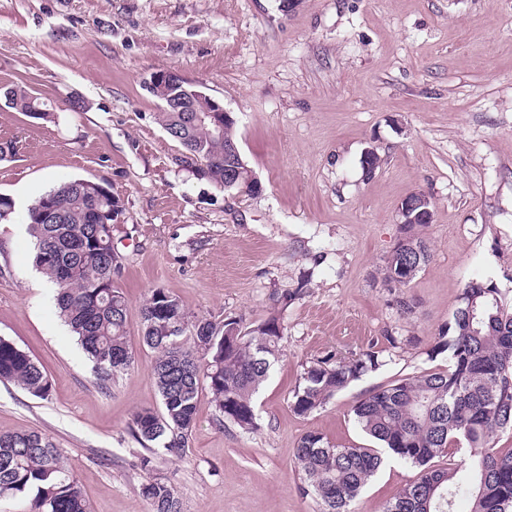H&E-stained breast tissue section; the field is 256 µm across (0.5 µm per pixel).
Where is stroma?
I'll return each instance as SVG.
<instances>
[{
    "label": "stroma",
    "mask_w": 512,
    "mask_h": 512,
    "mask_svg": "<svg viewBox=\"0 0 512 512\" xmlns=\"http://www.w3.org/2000/svg\"><path fill=\"white\" fill-rule=\"evenodd\" d=\"M161 70L232 112L260 192L224 191L183 164L150 91ZM1 85L25 87L48 115L0 100V142L14 146L0 160V194L32 203L83 178L122 202L115 286L132 364L106 389L33 264L27 208L0 222V336L51 383L44 399L0 383V432L48 435L88 512H153L141 493L152 477L183 512H322L295 464L299 438L369 445L352 406L447 367L432 347L469 282L495 285L512 308V0H0ZM74 99L82 110H70ZM416 192L433 202L430 260L400 292L383 269L402 232L398 207ZM155 288L218 323L280 319L254 430L222 420L205 390L183 454L133 437L134 412L160 407L140 316ZM401 293L412 314L398 310ZM370 349L379 369L294 413L308 366ZM417 476L385 458L356 512H383Z\"/></svg>",
    "instance_id": "obj_1"
}]
</instances>
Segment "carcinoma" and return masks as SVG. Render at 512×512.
Segmentation results:
<instances>
[{"label":"carcinoma","instance_id":"1","mask_svg":"<svg viewBox=\"0 0 512 512\" xmlns=\"http://www.w3.org/2000/svg\"><path fill=\"white\" fill-rule=\"evenodd\" d=\"M8 107L29 113L45 104L23 87L11 86ZM164 129L192 155L196 173L224 187V148L238 143L235 125L217 135L206 123L187 124L181 112H162ZM120 198L105 186L73 179L28 209L34 239V265L57 289L56 305L78 344L94 364L99 386L131 365L126 340L128 303L114 288L123 258L112 241V211ZM104 224H91L92 211ZM421 224L405 234L417 250L397 252L385 266V280L408 286L427 264L429 248ZM52 251L55 260L44 255ZM407 271L394 278L392 263ZM143 343L155 353L151 375L161 409L135 412L130 429L150 451L179 453L198 411L203 387L215 407L240 429L256 425L253 396L268 378L283 338L278 317L247 327L230 319L238 334L224 344V328L204 317H190L183 303L163 288L151 290L142 305ZM448 353V369L425 370L370 390L353 406L354 419L373 441L366 447L332 448L321 433L304 434L294 458L307 491L323 512H354L352 504L382 463L381 450L419 468L384 512H453L455 500L472 498L470 512H512V448H495L499 433L512 430V311L498 288L465 287L452 320L440 330L434 353ZM379 368L367 351L345 358L330 354L305 369L292 409L305 416L324 407L351 382ZM0 382H13L31 396L49 395L51 383L28 352L0 337ZM448 458L443 466L436 458ZM462 469L469 486L453 482ZM154 512H182L173 488L159 478L143 485ZM22 496L25 512H88L80 480L67 467L50 437L36 431L0 433V499Z\"/></svg>","mask_w":512,"mask_h":512}]
</instances>
